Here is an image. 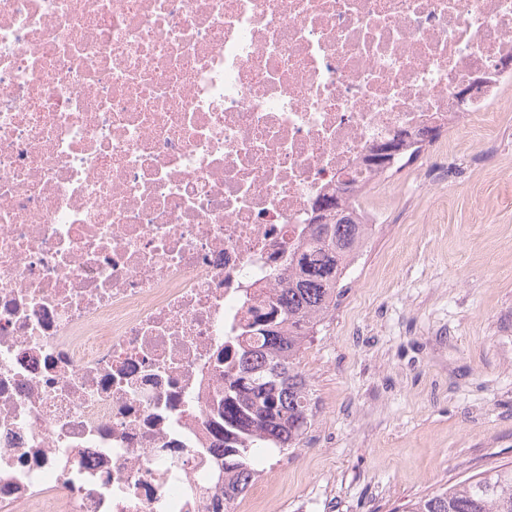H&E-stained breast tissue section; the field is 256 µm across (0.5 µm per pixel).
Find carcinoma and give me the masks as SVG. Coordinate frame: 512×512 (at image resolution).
Listing matches in <instances>:
<instances>
[{
	"label": "carcinoma",
	"mask_w": 512,
	"mask_h": 512,
	"mask_svg": "<svg viewBox=\"0 0 512 512\" xmlns=\"http://www.w3.org/2000/svg\"><path fill=\"white\" fill-rule=\"evenodd\" d=\"M336 198V208L312 225L285 287L243 318L240 359L224 366V408L218 411L224 498L212 499L207 512H226L258 476L256 459L290 448L310 421L312 398L300 355L314 327L336 304L347 260L364 234L349 199ZM404 512H512V465L470 476L410 503Z\"/></svg>",
	"instance_id": "cac0c4a2"
}]
</instances>
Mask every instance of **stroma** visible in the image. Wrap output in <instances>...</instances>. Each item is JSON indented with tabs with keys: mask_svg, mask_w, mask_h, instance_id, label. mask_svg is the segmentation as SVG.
<instances>
[{
	"mask_svg": "<svg viewBox=\"0 0 512 512\" xmlns=\"http://www.w3.org/2000/svg\"><path fill=\"white\" fill-rule=\"evenodd\" d=\"M376 196L386 222L303 351L315 404L258 461L245 512H403L512 464V83L481 136L446 134Z\"/></svg>",
	"mask_w": 512,
	"mask_h": 512,
	"instance_id": "obj_1",
	"label": "stroma"
}]
</instances>
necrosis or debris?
<instances>
[{
	"label": "necrosis or debris",
	"mask_w": 512,
	"mask_h": 512,
	"mask_svg": "<svg viewBox=\"0 0 512 512\" xmlns=\"http://www.w3.org/2000/svg\"><path fill=\"white\" fill-rule=\"evenodd\" d=\"M511 76L512 0H0V512H204L216 355L337 175Z\"/></svg>",
	"instance_id": "1"
}]
</instances>
